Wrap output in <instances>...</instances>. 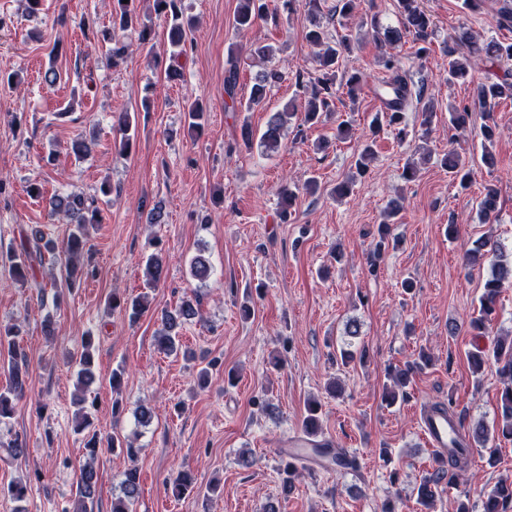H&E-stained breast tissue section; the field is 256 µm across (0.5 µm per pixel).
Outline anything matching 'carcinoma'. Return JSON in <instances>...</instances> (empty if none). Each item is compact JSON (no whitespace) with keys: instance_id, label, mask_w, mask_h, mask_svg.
<instances>
[{"instance_id":"cac0c4a2","label":"carcinoma","mask_w":512,"mask_h":512,"mask_svg":"<svg viewBox=\"0 0 512 512\" xmlns=\"http://www.w3.org/2000/svg\"><path fill=\"white\" fill-rule=\"evenodd\" d=\"M156 15L163 21L169 44L173 48L172 64L166 73L169 79L179 80L182 77L179 57L186 53L187 31L192 19L185 15L183 0H154ZM396 13L400 26L380 27L376 18H370V27L375 33V41L379 46H391L401 39V32L406 31L413 36V42L419 44L416 57L422 59L430 51L429 38L433 33L434 20L425 8L423 0H396ZM265 4L262 0H239V7L234 16V27L238 32L251 29L256 21L262 17ZM136 35L139 43L145 44L151 40V27L139 22L136 11V0H112V27L101 32L102 41L113 44L109 48L111 59L117 61L124 58L128 45L124 39ZM306 40L318 48L315 62L317 74H312L305 68L296 72V84L308 91L304 108V122L316 124L320 121L322 113L330 110L335 94L343 88L348 89L350 97H355L356 90L364 79L363 72L359 70H339V58L343 53L352 51L351 41L343 35L332 42L325 30L317 25L306 33ZM456 41L466 48L464 52L448 51V85L465 82L469 77L470 57L478 56L485 60L490 67H500L512 62V42L504 43L497 39L479 41L470 32L463 31L456 36ZM378 66L393 75L392 80L385 84L383 93L391 96L389 112H376L373 119V131L387 127L395 133L398 140L403 141L409 134L405 113H415L419 126L429 131L434 118L437 116L435 98L424 97V89H414L405 76L400 74L402 66L396 55L384 52L377 60ZM239 79L238 58L232 56L227 60L224 74V93L236 102ZM281 80V74L274 68H264L258 71L250 87L244 108L247 111L262 109L266 105L270 88ZM512 99V78L504 77L496 80H487L479 83L473 92V104H460L448 102V125L457 132L464 133L470 123L472 112L479 110L485 115L493 113L501 101ZM189 127L198 131L202 127L205 108L202 103L195 101L188 106ZM293 117L291 112L273 113L262 132L259 142L268 152L277 151L284 135L288 121ZM120 151L128 154L134 146L135 134L131 133L132 123L129 117L121 119ZM482 159L486 166L494 165L495 159L491 153L496 137V126L484 124L481 128ZM375 158L373 144H365L356 161V175L341 182L336 187V194L346 196L354 191L356 177L363 176L369 163ZM443 166L457 185L464 189L468 186L472 168L469 160L454 149L442 159ZM295 194L288 188L279 193L278 216L281 222L286 223L292 215ZM48 207L51 215L66 219L70 225L69 232L62 244L47 237L39 224L28 225L22 235L20 250L7 255L11 263L12 275L15 283L24 287L34 277L36 267L45 263L46 259L56 260L61 254L65 255L64 283L70 288L77 278L89 275L81 257L87 242L88 226L100 224L103 221V210L95 197H87L80 191L67 194H55L49 198ZM498 212L497 190L489 186L479 203V215L484 222L496 217ZM379 224L378 239L375 244L376 253L380 254L395 244L391 234L390 219ZM500 251L496 241L486 237L476 242V245L466 254V262L475 267L483 263L492 262L490 278L483 285V292L479 298V306L469 321V329L477 336H484L489 332L490 326L497 312V299L504 288L512 286V263L495 261ZM165 262L161 255H150L143 269L145 285L156 287L162 279ZM191 275L194 279L205 282L212 273L213 267L205 256L199 254L191 261ZM150 302L147 296L131 301L114 293L109 299V306L129 312V317L137 318ZM200 300L196 293L185 295L179 304L169 309L160 310L161 328L157 332L156 344L158 350L167 356L183 355L191 357V353L183 349L179 336V329L188 321L200 317ZM20 328L0 326V354L5 352L9 356V385L0 389V423L12 418L15 403L25 394L28 381L27 354L20 342ZM83 351L78 360L76 385L80 391L77 404L80 406L75 419V430L86 434V459L80 468L79 479L76 486L72 512H94L98 475L94 466L95 457L102 445L110 448H123L126 454L133 457L137 448L131 442H119L115 438H103L96 430L85 405L95 404L92 397V386L96 383L94 366L95 341L86 336L82 343ZM472 369L479 372L484 367L493 364L498 375L503 378L504 386L499 397L497 417L492 426L479 423L469 430L461 431L462 440L466 447L484 448L492 439L512 440V336L495 338L488 348H479L470 354ZM429 364V357L420 352L417 360L402 367L389 370V377L393 385L385 389L384 399L392 405L400 398L408 396V387L412 384L414 375ZM435 467L433 472L424 476L413 489L416 502L422 507V512H433L437 498V488L444 480L453 481L466 471L468 458L449 452L443 457L436 455L433 458ZM172 496L181 498L194 492L195 481L190 471L181 469L169 481ZM140 493L139 474L135 469H129L124 475L120 494L112 498L110 512H132V507ZM0 494L15 501H25L28 494V485L23 482L12 483L0 489ZM512 509V480L502 479L492 488L483 492L481 496L480 512H509Z\"/></svg>"}]
</instances>
